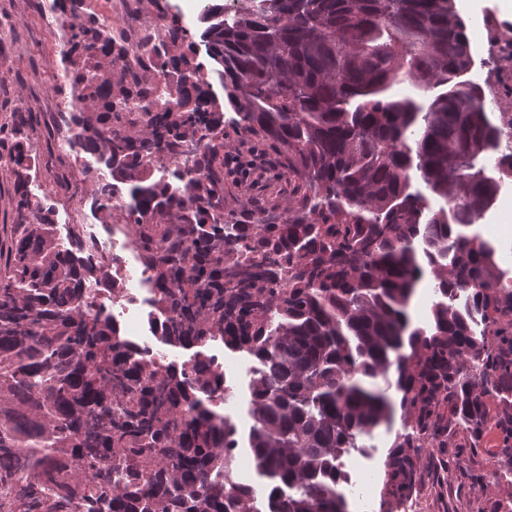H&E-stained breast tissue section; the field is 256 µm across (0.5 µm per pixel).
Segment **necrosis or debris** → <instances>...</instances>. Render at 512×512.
<instances>
[{
    "instance_id": "necrosis-or-debris-1",
    "label": "necrosis or debris",
    "mask_w": 512,
    "mask_h": 512,
    "mask_svg": "<svg viewBox=\"0 0 512 512\" xmlns=\"http://www.w3.org/2000/svg\"><path fill=\"white\" fill-rule=\"evenodd\" d=\"M120 10L122 24L113 34L112 56L126 70L124 86H107L97 100L111 103L113 111L137 118L141 113L155 111L163 89L177 84L179 72L174 63H161L156 55L171 40L167 23L155 15L145 16L140 0H125ZM147 70L159 71L157 82L140 81V74ZM98 253L112 260L111 286L95 289L94 296L119 328L118 336L112 339L119 358L130 369L188 376V400L179 410L180 417H195L202 404L210 408L215 424H223L224 381L236 375L234 365L224 360L223 342L212 340L198 350L167 336L164 317L154 303L152 273L127 225H113L106 237L99 239ZM199 360L209 368L208 387L204 390L190 377Z\"/></svg>"
}]
</instances>
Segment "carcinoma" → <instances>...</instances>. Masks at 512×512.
<instances>
[{
	"instance_id": "obj_1",
	"label": "carcinoma",
	"mask_w": 512,
	"mask_h": 512,
	"mask_svg": "<svg viewBox=\"0 0 512 512\" xmlns=\"http://www.w3.org/2000/svg\"><path fill=\"white\" fill-rule=\"evenodd\" d=\"M198 20L248 135L283 159L294 193L280 218L224 217V124L203 65L173 57L181 84L144 121L104 128V107L79 93L68 113L69 154L91 147L140 241L169 311L172 336L246 353L257 369L243 393L246 425L224 423L254 461L253 484L211 471L208 409L176 431L182 385L152 383L118 365L116 335L85 288L106 277L81 256L97 241L84 224L58 233L55 207L33 200L29 122L0 125L13 141L15 223L0 229V512H349L342 458L392 424L387 460L410 486L411 451L454 427L479 434L486 400L512 446V274L475 225L512 181V113L495 112L464 79L476 52L455 0H236ZM71 50L112 46L92 16L70 25ZM76 86L122 82L112 61L64 58ZM210 138L192 165L160 184L130 167L134 141L153 162ZM278 256L258 275L253 255ZM431 319L408 314L425 274ZM129 393L112 415V386Z\"/></svg>"
}]
</instances>
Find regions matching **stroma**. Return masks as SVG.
<instances>
[{"mask_svg":"<svg viewBox=\"0 0 512 512\" xmlns=\"http://www.w3.org/2000/svg\"><path fill=\"white\" fill-rule=\"evenodd\" d=\"M151 13L161 11L177 17L187 30L182 53L193 62L208 63L206 46L200 38L196 16L183 8V0H147ZM456 7L468 24L471 41L481 66L472 72L474 80L486 83L487 97L502 111L512 112V49L489 33L512 30V17L500 14L496 0H456ZM0 42L6 43L11 60L0 81V118L19 107L36 113L54 100V78L63 63L56 52L54 37L45 32L42 18L36 16L27 0H0ZM32 137L41 155V169L32 191L37 198L55 201L59 224L80 216L82 223H93L92 214L78 215L73 199L61 191L60 183L71 171L70 163L60 161L57 138L41 125H34ZM261 166L249 179L234 176L224 180V212L232 220L243 214L272 213L288 197L287 181L272 182L278 166L274 153L260 159ZM512 212V186L504 189L496 204L478 225L481 235L503 247V266L512 269V235H502V224ZM394 432L379 429L373 447L362 454L371 470V494L375 512H401L403 496L394 491V481L386 459ZM416 464L421 480L413 488L422 512H497L500 503L512 500V484L504 479L512 470V455L503 450L502 439L491 427L485 428L480 444H472L465 433L441 437L438 447L426 448Z\"/></svg>","mask_w":512,"mask_h":512,"instance_id":"1","label":"stroma"}]
</instances>
